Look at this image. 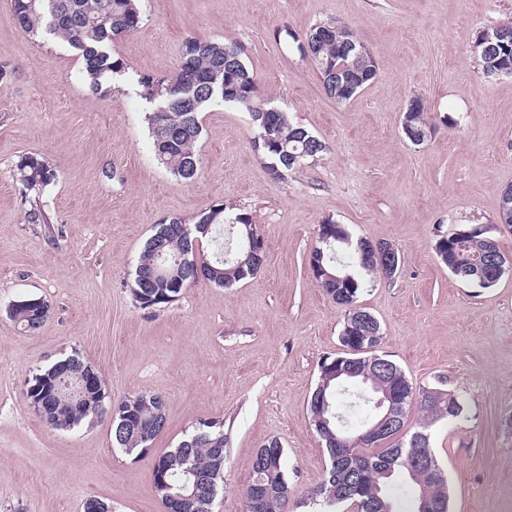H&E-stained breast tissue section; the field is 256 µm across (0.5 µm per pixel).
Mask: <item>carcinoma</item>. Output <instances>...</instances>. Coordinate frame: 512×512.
<instances>
[{
	"label": "carcinoma",
	"mask_w": 512,
	"mask_h": 512,
	"mask_svg": "<svg viewBox=\"0 0 512 512\" xmlns=\"http://www.w3.org/2000/svg\"><path fill=\"white\" fill-rule=\"evenodd\" d=\"M12 18L15 25L24 33L38 38L62 40L77 54L82 62V78L88 90L102 98L112 94L111 79L126 74V64L113 57L112 44L122 37L137 32L143 24V14L139 0H12ZM322 23L313 25L305 34L310 43L311 61L314 64L321 86L326 95L338 104L349 98L340 94V86L356 70V57L346 50L352 44L362 49L361 42L353 30L345 25L335 24L331 37L316 41L314 35ZM512 34V21H504L484 29L478 36L489 39V51L479 57L477 65L483 76L494 78L493 69L502 63V56L512 62V49L504 51L498 46V35ZM140 97L150 103L145 113L149 135L155 156L181 184L194 181L199 174L197 144L202 134L199 114L210 106L222 103L248 113L256 129L254 147L261 152L267 162L271 176L282 180L285 173L302 167L325 150V144L305 128L294 123L283 110L270 111L271 102L263 98L258 90L253 74L250 73L243 57L242 49L236 43L201 37L187 36L182 45L176 70L171 75L158 76L140 74L137 77ZM411 127L419 140L412 144L419 146L428 138L431 124L428 109L421 107L411 112ZM16 175L20 194L24 201L30 196H40L46 187L57 178L56 167L40 153H26L16 163ZM198 224L233 226L240 229L242 224H250L249 214L218 204L200 214ZM186 224L181 218H173L165 224H158L154 234L147 240L138 257L133 284L130 288L135 304L143 309L162 305L158 298L168 294L178 297L182 289L197 281L196 264L206 267L205 279L219 288H229L234 283L258 274L264 265L265 254L251 255L239 246L231 256L224 255V242L217 241L214 259L208 260L201 254L195 242V233L177 231L176 226ZM331 232L327 241H319L308 257V264L317 270L314 280L318 287L337 304L345 308L343 329L340 336L342 346H347L361 328L357 317L366 316L371 330L378 333L376 343H381V329L377 319L359 305V296L366 285V277H378L379 268L365 256L367 240L352 244L346 229L331 220L320 225L319 235ZM435 252L440 262L460 280L475 283L482 288L494 286L503 276L512 271V262L506 260L499 241L490 235L486 226L460 224L448 232L438 235ZM184 255V265L172 266L173 257ZM335 276L325 279V274ZM181 281L182 288L168 287V282ZM10 317L27 332L41 329L46 317L35 316V307L29 298H19L9 307ZM377 354L380 365L376 372L366 379L368 393L357 396L370 408L374 407L376 391L384 388L394 375H399L404 391V411L398 427L404 431L412 403H417L425 423L409 438H397L396 443L379 452L366 453L364 458L369 465L356 469L346 459L333 460L335 453L334 437L336 425L350 437L359 431L347 430L345 419H336L339 404L349 395L346 384L363 379L366 370L365 357ZM347 367L353 375L331 380L325 389L329 407L324 416L330 419L329 425L318 421L320 410L315 401L309 402V412L316 433L328 454L329 468L321 484L304 498L297 501L295 508H319V512H336V506L343 503L341 494L345 491L359 501L360 512H376L380 501L390 503L391 512H402L399 499L405 497L406 489L412 487L420 492V497L432 499L438 504L437 512H451L450 492L447 477L437 478L428 470L409 473L406 463L418 455H427L434 465L439 462L431 448L428 427L448 418H457L463 412L458 397L438 389L415 388L408 380L405 371L394 361L370 350L351 359L345 353L336 358L324 357L320 365L329 366L333 361ZM88 367L79 354L69 355L45 369H38L27 381V396L36 413L50 428L58 431L71 430L107 411L115 414L112 444L122 448L128 456L140 454L146 443L136 440L132 434L137 425H154L157 438L166 428V404L162 396L135 392L118 401L98 402V399L74 397H54L42 401L43 386L53 379L56 372L62 371L72 379L82 376ZM132 412L124 433L117 431L123 414ZM224 436V420L217 419L214 425L195 427L185 437L187 444L176 446L155 459L151 477L159 475L166 479L168 493L186 492L192 486V474L214 476L224 472V456H218L210 448V441ZM276 439L267 441L259 448L252 463V479L266 480L276 485L277 494L268 504L267 512H282L289 487L283 470L284 453H270L268 449L278 448Z\"/></svg>",
	"instance_id": "cac0c4a2"
}]
</instances>
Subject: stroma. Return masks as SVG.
Segmentation results:
<instances>
[{
	"label": "stroma",
	"mask_w": 512,
	"mask_h": 512,
	"mask_svg": "<svg viewBox=\"0 0 512 512\" xmlns=\"http://www.w3.org/2000/svg\"><path fill=\"white\" fill-rule=\"evenodd\" d=\"M142 27L112 52L129 75H169L191 34L234 42L263 96L326 144L311 164L273 179L253 145L249 115L212 106L201 115V172L180 184L156 161L137 88L89 92L82 63L59 41L20 31L0 0V512H164L151 471L204 419H220L224 490L215 512H243L260 446L276 439L295 496L324 478L327 455L308 400L319 362L342 351L343 310L311 277L321 224L352 239L395 246V278L376 279L360 303L379 322L381 354L414 386L460 397L461 416L430 427L448 475L451 512H512V274L481 288L440 263L438 234L455 224H497L512 185V78L489 80L471 54L482 28L512 19V0H139ZM341 21L372 51L376 79L344 104L327 97L297 39ZM421 97L434 130L420 146L401 130ZM57 170L40 196L49 224H34L14 177L19 156ZM240 208L265 242L256 277L229 288L207 280L142 309L133 265L155 224L193 222L213 205ZM47 302L42 328L24 331L6 308ZM95 366L112 400L162 395L167 426L151 454L112 446L102 416L49 429L26 382L71 354Z\"/></svg>",
	"instance_id": "obj_1"
}]
</instances>
